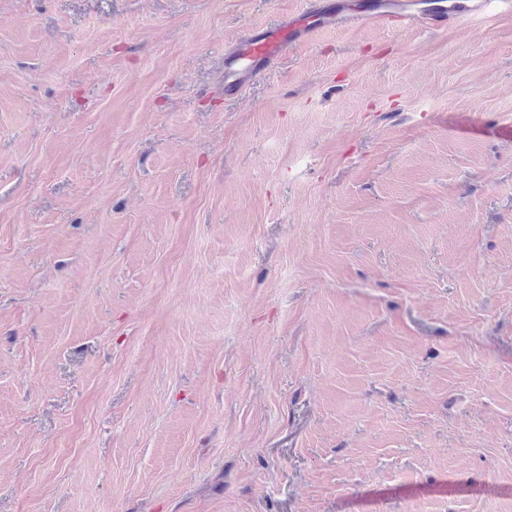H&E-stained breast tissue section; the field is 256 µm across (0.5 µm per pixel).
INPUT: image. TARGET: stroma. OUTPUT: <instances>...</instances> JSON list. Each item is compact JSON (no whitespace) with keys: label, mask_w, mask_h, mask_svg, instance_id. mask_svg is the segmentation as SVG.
I'll list each match as a JSON object with an SVG mask.
<instances>
[{"label":"stroma","mask_w":512,"mask_h":512,"mask_svg":"<svg viewBox=\"0 0 512 512\" xmlns=\"http://www.w3.org/2000/svg\"><path fill=\"white\" fill-rule=\"evenodd\" d=\"M0 0V512H512V14ZM276 26L251 30L224 49V96L234 97L260 78L289 47L308 42L324 27L345 23L387 24L395 19L429 30L455 27L484 15L494 3L512 12L511 0H304Z\"/></svg>","instance_id":"stroma-1"}]
</instances>
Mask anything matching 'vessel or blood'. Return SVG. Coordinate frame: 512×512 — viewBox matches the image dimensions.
Here are the masks:
<instances>
[{
  "label": "vessel or blood",
  "mask_w": 512,
  "mask_h": 512,
  "mask_svg": "<svg viewBox=\"0 0 512 512\" xmlns=\"http://www.w3.org/2000/svg\"><path fill=\"white\" fill-rule=\"evenodd\" d=\"M512 12V0H303L276 26L251 30L224 50V94L234 97L260 78L290 47L308 42L338 22L385 24L398 20L442 30L484 15L489 8Z\"/></svg>",
  "instance_id": "b4317fda"
}]
</instances>
